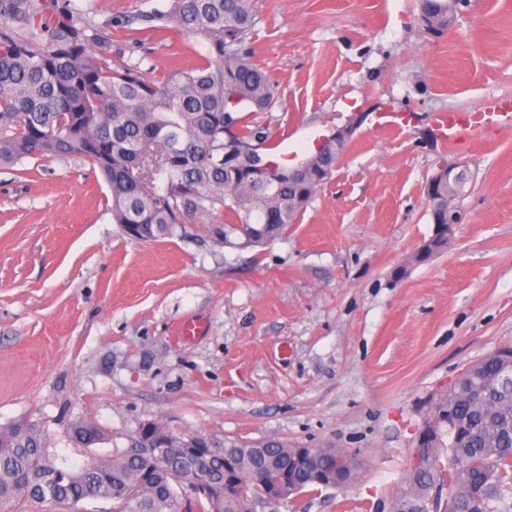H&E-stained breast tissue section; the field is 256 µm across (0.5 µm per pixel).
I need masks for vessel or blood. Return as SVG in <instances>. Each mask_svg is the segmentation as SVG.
Returning a JSON list of instances; mask_svg holds the SVG:
<instances>
[{"label": "vessel or blood", "mask_w": 512, "mask_h": 512, "mask_svg": "<svg viewBox=\"0 0 512 512\" xmlns=\"http://www.w3.org/2000/svg\"><path fill=\"white\" fill-rule=\"evenodd\" d=\"M512 128V100L490 99L473 112H436L432 115V130L445 145L455 146L463 135L481 130Z\"/></svg>", "instance_id": "obj_1"}]
</instances>
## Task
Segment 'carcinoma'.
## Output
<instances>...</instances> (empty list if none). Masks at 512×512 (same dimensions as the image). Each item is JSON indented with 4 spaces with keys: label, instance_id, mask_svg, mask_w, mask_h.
Returning <instances> with one entry per match:
<instances>
[{
    "label": "carcinoma",
    "instance_id": "obj_1",
    "mask_svg": "<svg viewBox=\"0 0 512 512\" xmlns=\"http://www.w3.org/2000/svg\"><path fill=\"white\" fill-rule=\"evenodd\" d=\"M429 28L448 25V0H420ZM92 0H0V167L28 160L79 157L98 170L111 193L112 221L140 240L171 237L184 224H215L224 244L264 246L298 223L336 164V143L323 144L299 166L272 159L269 133L247 128L243 107L274 105L270 80L251 60L253 0H168L134 17L154 34L172 32L206 43L204 61L164 81L147 78L141 62L112 52ZM466 177L441 192L463 193ZM512 346L469 365L432 397L452 426L438 429L418 461L407 464L390 512H512ZM71 443L104 440L78 421ZM144 439L112 459L81 466L56 463L47 435L32 421L0 427V507L29 503L77 507L108 500L111 512H182L175 473L210 476L219 487L238 477L224 512H257L272 492L295 495L334 482L354 485L364 471L331 443L298 457L285 439L226 438L221 451L196 458L141 453ZM264 470L265 481L252 480Z\"/></svg>",
    "mask_w": 512,
    "mask_h": 512
}]
</instances>
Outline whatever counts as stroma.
I'll use <instances>...</instances> for the list:
<instances>
[{"mask_svg": "<svg viewBox=\"0 0 512 512\" xmlns=\"http://www.w3.org/2000/svg\"><path fill=\"white\" fill-rule=\"evenodd\" d=\"M166 0H95L112 49L146 77L202 60L204 43L117 19ZM253 61L276 103L245 115L293 162L358 113L414 124L356 129L298 223L254 249L214 226L158 241L114 224L80 158L0 168V426L39 423L79 465L130 447L143 423L178 433L311 448L365 462L353 487L310 490L262 512H390L429 397L512 344V133L449 149L429 116L512 99V0H458L443 33L419 0H255ZM470 179L448 249L406 267L434 232L429 179ZM194 320L202 332L179 335ZM86 420L105 435L67 441Z\"/></svg>", "mask_w": 512, "mask_h": 512, "instance_id": "35a3bbf8", "label": "stroma"}]
</instances>
